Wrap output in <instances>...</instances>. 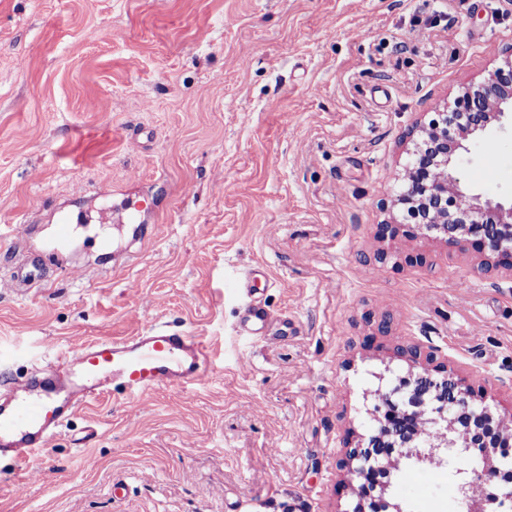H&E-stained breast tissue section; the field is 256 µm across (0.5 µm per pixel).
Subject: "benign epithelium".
<instances>
[{"instance_id":"benign-epithelium-1","label":"benign epithelium","mask_w":512,"mask_h":512,"mask_svg":"<svg viewBox=\"0 0 512 512\" xmlns=\"http://www.w3.org/2000/svg\"><path fill=\"white\" fill-rule=\"evenodd\" d=\"M512 119V45L502 62L477 84L463 87L453 102L409 133L404 189L386 208L404 201L420 205L422 219L408 237L470 247L480 268L512 271V200L464 190L454 174L465 143L488 138ZM394 357L407 364L390 371L377 402L366 410L364 432H350L340 468L350 498L342 512H405L385 500L371 503L376 474L403 460L446 462L462 477L467 512H499L512 506V413L474 391L468 379L416 345Z\"/></svg>"}]
</instances>
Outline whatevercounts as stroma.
Returning <instances> with one entry per match:
<instances>
[{"mask_svg": "<svg viewBox=\"0 0 512 512\" xmlns=\"http://www.w3.org/2000/svg\"><path fill=\"white\" fill-rule=\"evenodd\" d=\"M510 45L512 0H0V380L150 324L210 351L205 383L106 397L1 460L0 512H342L344 442L399 345L512 410V272L376 236L411 127ZM455 174L512 197V130ZM391 482L404 512L467 510L447 467Z\"/></svg>", "mask_w": 512, "mask_h": 512, "instance_id": "35a3bbf8", "label": "stroma"}]
</instances>
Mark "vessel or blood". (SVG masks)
<instances>
[{
	"instance_id": "1",
	"label": "vessel or blood",
	"mask_w": 512,
	"mask_h": 512,
	"mask_svg": "<svg viewBox=\"0 0 512 512\" xmlns=\"http://www.w3.org/2000/svg\"><path fill=\"white\" fill-rule=\"evenodd\" d=\"M202 340L168 326L98 340L59 354L21 382L0 383V457L22 465L59 434L78 408L103 395L143 403L146 395L208 380Z\"/></svg>"
}]
</instances>
